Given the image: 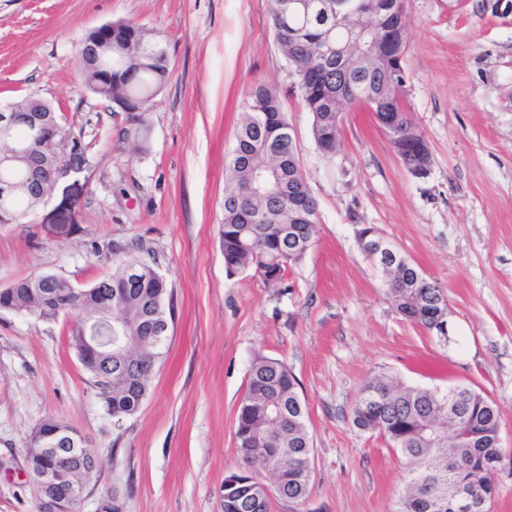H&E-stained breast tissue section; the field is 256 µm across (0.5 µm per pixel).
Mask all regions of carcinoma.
I'll return each mask as SVG.
<instances>
[{
    "instance_id": "1",
    "label": "carcinoma",
    "mask_w": 512,
    "mask_h": 512,
    "mask_svg": "<svg viewBox=\"0 0 512 512\" xmlns=\"http://www.w3.org/2000/svg\"><path fill=\"white\" fill-rule=\"evenodd\" d=\"M324 9L309 8L310 0H272L273 36L283 55L294 85L312 114V135L326 157L336 154L344 112L372 98L386 102L378 114L380 125L392 127L393 142L419 133L408 113L400 110L397 89L405 70L404 58H369L366 53L383 31L400 22L396 0H358L357 15L338 20L332 0H320ZM112 72V88L101 87L100 77ZM85 87L105 98L127 115L125 138L134 150L145 149L148 135L146 112L163 89L169 73L165 48L150 31L132 22L112 23V47L91 67H84ZM44 111L35 112L42 136L32 139L30 126L0 128V154L26 153L31 165L17 163L0 170V224H18L28 218L48 197L51 186L40 172L58 165L67 148L82 145L67 135L62 116L42 102ZM226 180L230 189L224 198V224L220 247L226 275L245 272L258 276L266 285L280 286L291 266L304 259L314 244L313 222L318 204L305 183L291 126L283 112L280 93L272 85H255L235 132L228 156ZM381 237L379 229L362 224L356 229L359 248ZM114 271L106 278L73 295L75 286L65 277L43 273L21 279L0 289V308L22 312L42 321H55L72 311L80 314L69 332V345L81 358L83 332L96 329L109 334L103 312L121 319L118 327L125 350L117 348L89 356L82 364L97 390L105 414L115 425L133 416L146 399L153 376L152 367L163 357L168 335L156 337L163 321L173 324V291L166 278L131 250L113 260ZM379 265L388 273L387 288L396 310L410 322L429 331L442 332L434 293L441 291L411 261L400 270ZM460 420L475 434L468 448H451L448 441H434L422 433L426 418L442 420L448 413V397L426 388L404 385L385 375L368 380L351 411L353 425L386 437L401 451L409 465V487L397 512H421L412 498V485L427 491L435 486L442 471L448 470V455L470 464L461 479L478 485V491L492 496L491 468L501 458L500 412L484 394L468 387L457 391ZM281 408L278 434L267 435L272 410ZM60 431L70 436L72 428L62 421L46 419L34 434ZM236 453L240 470L271 466L277 470L279 487L265 496L259 512H270L272 497L301 503L308 497L304 462L313 458V439L308 426L305 400L298 382L283 361L256 355L249 371L246 393L235 422ZM30 441L27 474L36 503L63 485H46L41 473L58 464L54 455H41ZM65 457L75 478L85 484L96 479L95 453L83 443L70 448ZM254 505L229 493L223 512H252Z\"/></svg>"
}]
</instances>
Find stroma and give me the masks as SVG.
Masks as SVG:
<instances>
[{
  "label": "stroma",
  "mask_w": 512,
  "mask_h": 512,
  "mask_svg": "<svg viewBox=\"0 0 512 512\" xmlns=\"http://www.w3.org/2000/svg\"><path fill=\"white\" fill-rule=\"evenodd\" d=\"M270 10L271 0H0V107L39 95L86 147L27 223L0 225V288L45 272L84 287L111 274L114 251L135 247L175 307L151 390L119 426L68 345L73 317L0 312V512H37L25 450L47 418L97 455L80 512L113 490L124 512H222L258 354L295 375L314 446L308 498L272 500L270 512H395L407 462L351 421L379 371L496 403L492 512H512V0H409L404 108L430 149L422 178L361 107L345 113L335 156L320 153ZM115 21L151 30L170 58L139 154L122 138L124 112L84 86L81 39ZM258 82L281 93L319 208L312 249L278 288L227 277L219 244L226 157ZM359 224L443 289L447 334L397 313Z\"/></svg>",
  "instance_id": "stroma-1"
}]
</instances>
